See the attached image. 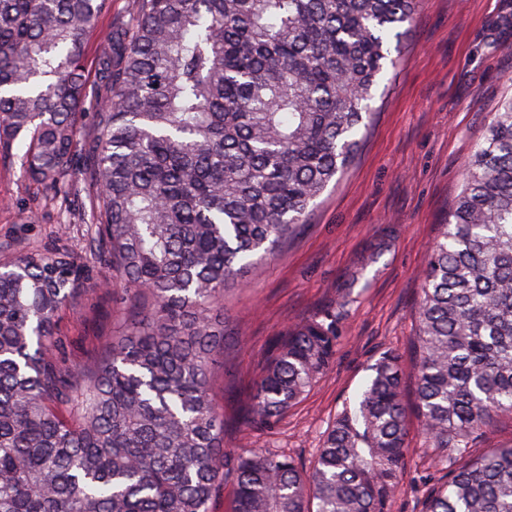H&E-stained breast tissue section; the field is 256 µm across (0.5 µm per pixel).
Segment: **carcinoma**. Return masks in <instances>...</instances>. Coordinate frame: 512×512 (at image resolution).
<instances>
[{
    "label": "carcinoma",
    "instance_id": "cac0c4a2",
    "mask_svg": "<svg viewBox=\"0 0 512 512\" xmlns=\"http://www.w3.org/2000/svg\"><path fill=\"white\" fill-rule=\"evenodd\" d=\"M112 0H0V151L91 226L129 287L126 334L70 363L58 314L95 267L63 248L0 264V512H391L409 452L402 357L381 353L312 470L224 458L211 373L224 291L281 249L354 163L372 90L416 0H134L101 38L90 128L85 47ZM89 207L72 208L80 195ZM412 339L420 426L447 472L423 512H512V444L465 465L512 414V98L466 167L423 274ZM336 309L272 345L245 430L329 368Z\"/></svg>",
    "mask_w": 512,
    "mask_h": 512
}]
</instances>
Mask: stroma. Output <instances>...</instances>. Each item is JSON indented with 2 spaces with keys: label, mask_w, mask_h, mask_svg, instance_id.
Masks as SVG:
<instances>
[{
  "label": "stroma",
  "mask_w": 512,
  "mask_h": 512,
  "mask_svg": "<svg viewBox=\"0 0 512 512\" xmlns=\"http://www.w3.org/2000/svg\"><path fill=\"white\" fill-rule=\"evenodd\" d=\"M512 96V0H419L374 98L363 149L317 199L307 224L245 273L224 297V352L212 394L224 413V449L276 451L312 469L323 433L353 404L386 351L402 354L409 454L391 512H421L424 481L440 463L421 434L415 365L407 353L413 308L430 248L461 189L465 165L499 103ZM60 202L29 183L20 163L0 161V261L24 247L57 244L93 256L85 226L66 227ZM339 309L332 365L272 427L241 432L238 416L268 360L269 345L323 307ZM121 303L64 310L72 362L123 335Z\"/></svg>",
  "instance_id": "1"
}]
</instances>
